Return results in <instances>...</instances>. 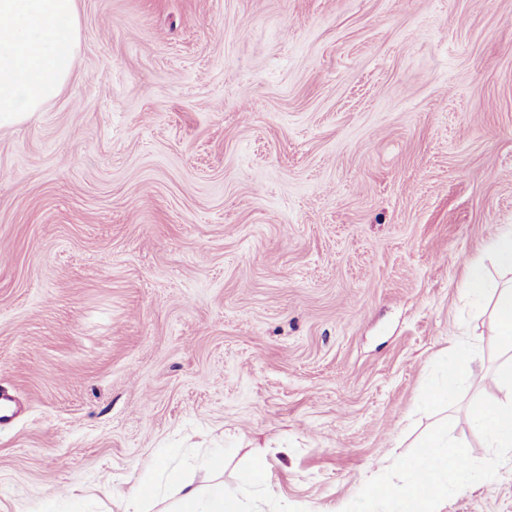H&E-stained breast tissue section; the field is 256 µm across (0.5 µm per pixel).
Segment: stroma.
<instances>
[{"instance_id":"obj_1","label":"stroma","mask_w":512,"mask_h":512,"mask_svg":"<svg viewBox=\"0 0 512 512\" xmlns=\"http://www.w3.org/2000/svg\"><path fill=\"white\" fill-rule=\"evenodd\" d=\"M0 129V512H121L156 460L248 512H348L447 430L438 512H512L472 411L512 350L463 294L512 225V0H77ZM479 369L422 401L455 340ZM495 457V456H494Z\"/></svg>"}]
</instances>
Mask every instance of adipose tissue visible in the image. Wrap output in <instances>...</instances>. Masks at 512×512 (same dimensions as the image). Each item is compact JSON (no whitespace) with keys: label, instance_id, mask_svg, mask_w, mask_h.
<instances>
[{"label":"adipose tissue","instance_id":"obj_1","mask_svg":"<svg viewBox=\"0 0 512 512\" xmlns=\"http://www.w3.org/2000/svg\"><path fill=\"white\" fill-rule=\"evenodd\" d=\"M77 45L76 0H0V127L26 120L59 96L76 67ZM465 284L466 293L475 299L494 293L488 336L512 348V279L489 289L486 268L473 260L467 264ZM439 367L444 383L429 397L450 402L459 382L474 374L476 358L470 347L457 343ZM498 384L506 399L481 405L471 422L497 454L508 456L512 454V367L500 372ZM398 465L409 472V480L394 484L381 472H372L364 484L359 512H371L380 499L392 502L395 512H432L449 486L462 488L470 482L454 444L437 429ZM265 470L264 458L255 457L237 496L220 487L206 491L193 481H180L177 512H242V497L264 484Z\"/></svg>","mask_w":512,"mask_h":512}]
</instances>
